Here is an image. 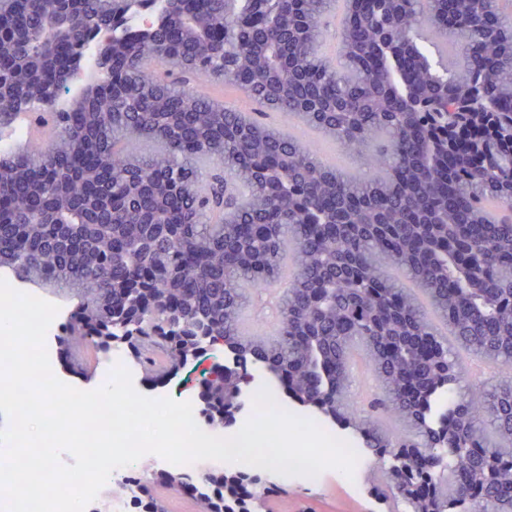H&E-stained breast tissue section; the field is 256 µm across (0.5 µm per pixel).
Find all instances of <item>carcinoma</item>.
Segmentation results:
<instances>
[{
  "label": "carcinoma",
  "instance_id": "obj_1",
  "mask_svg": "<svg viewBox=\"0 0 512 512\" xmlns=\"http://www.w3.org/2000/svg\"><path fill=\"white\" fill-rule=\"evenodd\" d=\"M352 2L338 73L320 57L330 0H21L9 47L25 72L0 129L20 105L34 132L0 154V267L83 293L89 329L127 308L150 340L167 324L179 344L203 320L249 346L244 285L276 287L288 256L278 339L252 348L287 397L346 419L363 344L380 395L353 431L396 474L393 496L411 512L431 490L460 512H512V16L496 0ZM148 4L152 47L124 25ZM108 27L125 49L96 67L117 78L57 111L62 87L40 71L57 44ZM438 34L461 68L443 64ZM227 86L379 167L345 178L224 104ZM464 354L508 375L464 391ZM241 382L209 406L233 414ZM379 413L411 431L383 433Z\"/></svg>",
  "mask_w": 512,
  "mask_h": 512
}]
</instances>
